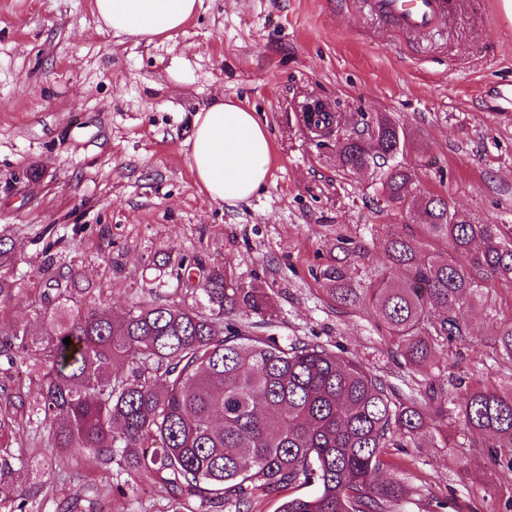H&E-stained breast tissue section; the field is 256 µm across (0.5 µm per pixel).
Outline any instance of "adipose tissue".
<instances>
[{
  "label": "adipose tissue",
  "mask_w": 512,
  "mask_h": 512,
  "mask_svg": "<svg viewBox=\"0 0 512 512\" xmlns=\"http://www.w3.org/2000/svg\"><path fill=\"white\" fill-rule=\"evenodd\" d=\"M201 2L94 0V8L106 29L149 43L175 36ZM187 144L196 181L213 201L233 205L264 186L270 139L255 112L241 104L217 101L197 112Z\"/></svg>",
  "instance_id": "obj_1"
}]
</instances>
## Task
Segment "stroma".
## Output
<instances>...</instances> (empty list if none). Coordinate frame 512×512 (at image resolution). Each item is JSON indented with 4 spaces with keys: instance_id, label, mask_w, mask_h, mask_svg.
<instances>
[{
    "instance_id": "stroma-1",
    "label": "stroma",
    "mask_w": 512,
    "mask_h": 512,
    "mask_svg": "<svg viewBox=\"0 0 512 512\" xmlns=\"http://www.w3.org/2000/svg\"><path fill=\"white\" fill-rule=\"evenodd\" d=\"M512 87V17L503 0H453L446 26L406 34L368 0H202L177 36L143 43L102 29L93 0H0V236L13 262L0 331L42 335L32 302L47 264L73 270L115 311L138 301L180 302L175 285L150 293L162 259L220 265L268 291L270 334L323 343L383 378L400 398L462 381L503 386L512 363L492 345L512 319V286L483 284L484 307L467 340L437 344L429 375L399 355L367 301L342 307L322 271L342 263L356 288L381 270L383 246L399 234L437 258L405 211L380 199L376 173L336 163V141L313 140L296 114L308 97L344 112L349 126L378 113L408 134L398 160L414 188L447 200L482 224L512 228V112L496 94ZM257 112L269 133L268 178L249 200L207 197L186 142L196 112L216 100ZM39 389L0 356V407ZM428 427L389 451L408 488L389 512H512V480L473 447L453 405L429 407ZM46 429L20 418L0 440L12 471L0 481V512H208L198 497L178 503L125 460L90 467L60 461ZM38 488L34 497L24 490Z\"/></svg>"
}]
</instances>
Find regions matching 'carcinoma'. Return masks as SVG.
<instances>
[{
	"mask_svg": "<svg viewBox=\"0 0 512 512\" xmlns=\"http://www.w3.org/2000/svg\"><path fill=\"white\" fill-rule=\"evenodd\" d=\"M306 126L319 138L343 135L338 166L380 169L381 196L448 244V259L438 260L412 239L389 238L385 267L365 289L403 356L425 373L434 340L469 336L482 283L512 284V232L413 192L414 172L394 163L406 135L390 115L350 131L342 113L318 112ZM322 276L336 301L359 299L343 268ZM175 279L199 296L190 304L140 301L117 314L103 300L82 306L73 271L59 270L45 279L38 308L46 338L37 343L17 327L0 340V354L35 375L38 416L60 458L97 466L139 448L128 462L138 473L176 497L210 491L207 505L228 501L237 512L258 491L278 495L300 481L316 492L282 498L277 512H388L405 496L386 474L387 449L426 427L428 399H398L384 379L325 344L260 333L274 320L271 294L219 266L183 257ZM494 336L512 362V321ZM116 362L127 372H114ZM440 400L455 404L472 435L496 439L487 454L512 474V386L449 389Z\"/></svg>",
	"mask_w": 512,
	"mask_h": 512,
	"instance_id": "obj_1",
	"label": "carcinoma"
}]
</instances>
